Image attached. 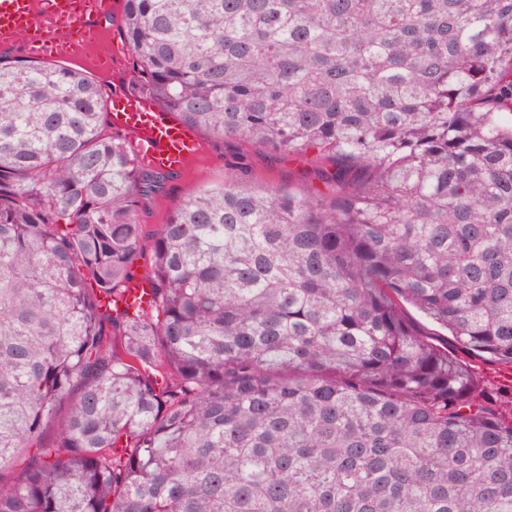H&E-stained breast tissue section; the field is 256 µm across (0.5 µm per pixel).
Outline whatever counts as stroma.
I'll use <instances>...</instances> for the list:
<instances>
[{
	"label": "stroma",
	"mask_w": 512,
	"mask_h": 512,
	"mask_svg": "<svg viewBox=\"0 0 512 512\" xmlns=\"http://www.w3.org/2000/svg\"><path fill=\"white\" fill-rule=\"evenodd\" d=\"M107 40L121 49L123 55L116 60L111 71L91 70L105 96L115 93H135L139 87L134 78L135 60L126 49L123 36V0H112V18L105 25ZM204 154L183 173L168 176L162 190L149 197L139 209L136 219L144 224L147 234H155L175 206L184 198L211 186L226 182H239L258 188H294L306 184L321 161L316 151L302 155H285L250 143L220 139L201 134ZM407 319L437 346L466 362L488 386L512 392V366L490 362L475 356L457 343L447 331L413 308H406Z\"/></svg>",
	"instance_id": "1"
}]
</instances>
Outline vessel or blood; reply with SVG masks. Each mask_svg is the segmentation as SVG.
<instances>
[{"mask_svg":"<svg viewBox=\"0 0 512 512\" xmlns=\"http://www.w3.org/2000/svg\"><path fill=\"white\" fill-rule=\"evenodd\" d=\"M111 13L112 0H0V47L22 42L37 57H86L103 67L113 51L102 45L101 22ZM111 121L131 135L137 156L156 170L186 171L199 155L195 134L145 98H113Z\"/></svg>","mask_w":512,"mask_h":512,"instance_id":"vessel-or-blood-1","label":"vessel or blood"}]
</instances>
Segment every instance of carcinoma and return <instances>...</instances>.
<instances>
[{
	"label": "carcinoma",
	"instance_id": "obj_1",
	"mask_svg": "<svg viewBox=\"0 0 512 512\" xmlns=\"http://www.w3.org/2000/svg\"><path fill=\"white\" fill-rule=\"evenodd\" d=\"M142 91L295 189L183 200L102 86L0 55V512H512V0H125ZM67 223L60 224L58 220ZM142 278L149 304L101 301ZM407 319L429 340L439 347H448V353L466 362L475 374L492 388L512 392V366L505 363L490 362L475 356L457 343L448 332L433 323L417 310L406 306Z\"/></svg>",
	"mask_w": 512,
	"mask_h": 512
}]
</instances>
